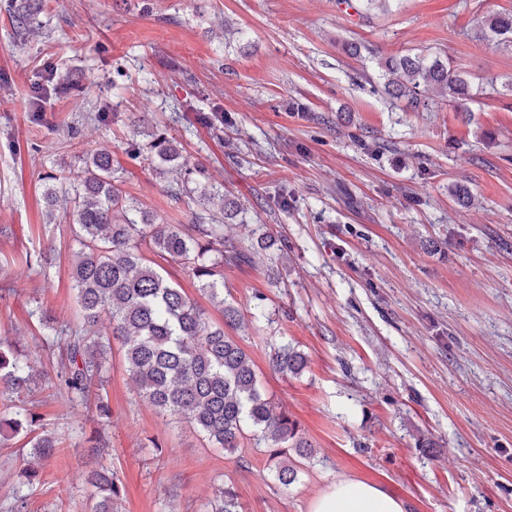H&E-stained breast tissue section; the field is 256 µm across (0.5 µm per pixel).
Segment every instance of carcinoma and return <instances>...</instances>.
Masks as SVG:
<instances>
[{
    "label": "carcinoma",
    "mask_w": 512,
    "mask_h": 512,
    "mask_svg": "<svg viewBox=\"0 0 512 512\" xmlns=\"http://www.w3.org/2000/svg\"><path fill=\"white\" fill-rule=\"evenodd\" d=\"M42 0H24L15 20L25 25L39 13ZM489 40L512 47V14L496 13L483 19ZM384 71L398 74L384 84V92L418 111L432 107L422 97L425 87L437 88L459 110L473 96V83L449 60L426 54L392 55L381 62ZM154 157L161 162L180 158L176 142L160 134ZM112 151L101 146L78 157L67 186L53 173L41 177L51 207L48 221L56 220L54 207L62 205L64 218L79 245V261L72 268L73 288L84 323L109 322L112 337L121 341L128 375L139 395L156 410L184 419L211 448L232 454L250 435L267 447L274 460L275 478L283 486L297 482L301 459L313 457L305 430L286 409L262 390L252 360L224 332L240 322V312L224 299V263L247 264L250 255L267 250L286 254L287 243L263 235L247 247L224 237V188L201 192L208 203L222 200L217 211L203 207L193 224H167L142 208L122 191ZM183 265L197 280L199 290L218 308L223 323L213 322L198 303L145 262L144 251ZM51 334L43 343L59 348L57 379L69 403L85 402L103 387L107 376V348L99 333L85 330L62 336L54 319L37 306L31 311ZM272 366L281 373L300 375L307 358L292 343L273 347ZM37 373L27 356L0 340V438L33 431L38 417L24 398L32 395ZM47 435L34 437L29 456L47 460L57 453ZM86 480L96 492L91 512H119L121 487L112 472L101 466ZM211 512H241L234 487H218Z\"/></svg>",
    "instance_id": "cac0c4a2"
}]
</instances>
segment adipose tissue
Masks as SVG:
<instances>
[{
    "mask_svg": "<svg viewBox=\"0 0 512 512\" xmlns=\"http://www.w3.org/2000/svg\"><path fill=\"white\" fill-rule=\"evenodd\" d=\"M312 512H404L402 502L379 486L339 480L319 496Z\"/></svg>",
    "mask_w": 512,
    "mask_h": 512,
    "instance_id": "obj_1",
    "label": "adipose tissue"
}]
</instances>
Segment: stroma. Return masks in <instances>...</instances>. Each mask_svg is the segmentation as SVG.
<instances>
[{"label":"stroma","mask_w":512,"mask_h":512,"mask_svg":"<svg viewBox=\"0 0 512 512\" xmlns=\"http://www.w3.org/2000/svg\"><path fill=\"white\" fill-rule=\"evenodd\" d=\"M45 3L20 33L0 0V227L12 229L0 235V339L32 354L43 387L25 404L60 443L30 512H89L85 478L101 464L122 512H206L222 479L242 512H311L339 479L378 485L405 512H512V95L477 93L467 122L445 103L405 112L378 69L397 52L438 53L476 81L511 79L512 52L480 21L512 0H393L366 16L339 0ZM49 72L37 121L32 87ZM160 133L181 144L183 167L149 164ZM102 145L122 189L167 223H189L200 185L214 184L236 203L231 242H287L284 259L225 267L224 297L242 316L229 336L314 445L297 483L279 484L254 441L227 454L156 410L116 340L101 391L110 446L90 456L96 401L67 404L29 312L82 323L78 246L65 218L48 223L41 177ZM29 253L54 261L43 270ZM287 340L308 357L297 377L270 361ZM28 448L0 440V512H14Z\"/></svg>","instance_id":"1"}]
</instances>
